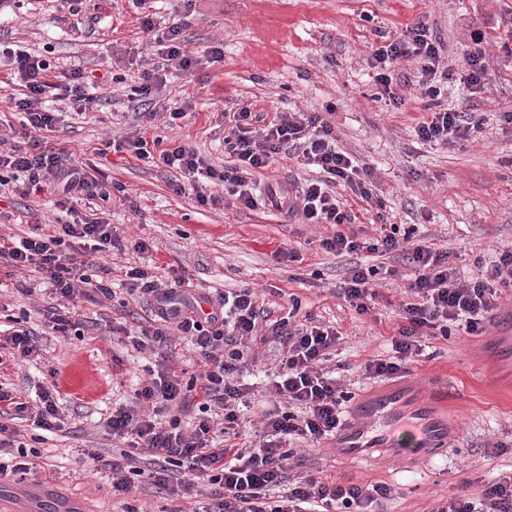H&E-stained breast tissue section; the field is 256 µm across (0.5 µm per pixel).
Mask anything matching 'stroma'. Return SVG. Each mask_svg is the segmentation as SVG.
Here are the masks:
<instances>
[{
  "label": "stroma",
  "mask_w": 512,
  "mask_h": 512,
  "mask_svg": "<svg viewBox=\"0 0 512 512\" xmlns=\"http://www.w3.org/2000/svg\"><path fill=\"white\" fill-rule=\"evenodd\" d=\"M153 10L159 25L185 23L189 51L224 45L223 62L168 72L159 100L189 97L196 111L175 127L155 118L153 132L165 143L196 144L220 165L218 125L232 107L248 103L268 114L329 108L338 147L372 168L388 223L418 225L417 240L453 251L466 278L478 274L480 263H491L497 247L512 243V124L502 118L512 113V0H155ZM422 16L441 43L445 68L460 71L474 50L485 55L483 89L472 92L452 81L446 94L449 105L468 102L483 113L486 123L471 140L417 141L414 128L425 109L414 95L420 78L415 62H403L395 73L393 89L403 106L379 96L368 64L372 49ZM137 17L131 0H85L75 22L51 19L27 2L0 10V41L47 52L54 76L78 62L111 77L100 112L74 118L56 141L76 160L98 165L131 196L132 205L101 206L118 235H139L156 245L144 254L113 252V283H120L130 262L174 264L184 268L193 287L213 296L247 282L264 292L273 310L281 293H295L343 334L336 362L348 391L359 397L391 386V379L368 377L365 364L389 352L393 308L404 296L401 280L378 279L382 303L374 313L357 315L334 294L352 257L318 246L329 226L274 217L263 208L205 209L192 196L174 193L175 171L113 151L99 155L104 141L122 139L135 126L129 95L153 60ZM49 199L46 193L15 199L13 218L0 225V235H22L43 221ZM290 249L298 260H288ZM46 287L37 271L10 276L0 268V303L10 315L28 316L30 325L44 323L39 309ZM83 312L89 321L84 339L50 332L42 340L41 361L0 364V382L22 391L54 384L60 391L66 426L45 434L35 478L44 488L88 503L91 512H124L130 504L163 512L170 500L146 479L124 500L113 497L92 465L78 462L87 446L107 447L97 421L113 405L130 401L133 378L144 368L94 324L100 316L132 327L135 316L117 305L87 304ZM511 328L512 296L506 294L485 335L455 328L448 339L430 340L406 377L420 401L448 424V444L438 454H420L414 428L405 425L397 436L407 456L377 451L370 461L347 462L335 444L326 443L306 450L304 470L339 481L391 484L395 495L385 512H429L463 482L487 483L512 472Z\"/></svg>",
  "instance_id": "1"
}]
</instances>
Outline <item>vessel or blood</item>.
<instances>
[{"label":"vessel or blood","mask_w":512,"mask_h":512,"mask_svg":"<svg viewBox=\"0 0 512 512\" xmlns=\"http://www.w3.org/2000/svg\"><path fill=\"white\" fill-rule=\"evenodd\" d=\"M406 423L419 431L425 451L438 453L444 441L440 429L424 407L397 389L361 399L349 408L336 437L338 451L343 457L357 461L366 460L378 448L402 455L395 433Z\"/></svg>","instance_id":"b4317fda"}]
</instances>
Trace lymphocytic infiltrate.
I'll return each mask as SVG.
<instances>
[{
    "mask_svg": "<svg viewBox=\"0 0 512 512\" xmlns=\"http://www.w3.org/2000/svg\"><path fill=\"white\" fill-rule=\"evenodd\" d=\"M147 2L133 0V5L141 12V30L148 44L157 47L161 65L143 72L133 89L131 98L141 108L144 124L119 143V151L175 170V193L194 196L204 208L237 203L281 211L282 195L272 189L259 197L254 190L257 178L286 158L316 168L318 177L298 186L292 212L304 223L331 226V234L320 241L326 253L364 258L349 268L336 288L337 298L357 314L371 313L377 297L374 278L380 272L374 258L400 250L410 269L408 299L396 312L394 354L368 361L366 371L372 377L411 373L423 351V338L447 336L450 325L470 336L486 333L499 298L512 292V247L498 248L484 276L465 279L450 252L412 244L415 227L383 225L378 235L358 237L351 228L357 216L337 197L336 189L349 188L365 204L375 194L356 160L337 149L328 113L297 110L269 119L252 105L242 104L224 125V152L229 159L219 167L188 143L171 147L160 137L148 136L147 125L157 114H164L172 125L192 109L191 101L182 98L157 103L155 90L164 84L166 70L188 72L223 61L224 46H210L200 56L188 53L181 27L158 29L152 12L145 9ZM0 54L11 64V80L24 89L22 97L0 100V105L21 116L20 135L0 133V196L27 198L52 185L61 194L56 209L68 214L53 228L37 223L30 234L0 242V265L36 267L55 299L47 309V327L81 339L86 318L79 303L112 296V268L105 257L115 249L129 247L142 253L153 245L141 237L123 242L104 218L78 215V205L110 201L124 188L109 182L97 165L77 162L48 141L64 114L45 108L46 97L68 102L80 115L101 107L100 96L89 90L91 78L84 67L70 68L57 82L50 77L51 62L42 55L8 47ZM405 60L419 66L418 90L429 110L415 127L421 143L466 139L481 128L484 118L479 113L443 106V83L454 76L442 69L439 47L424 19L407 25L370 57L376 84L397 106L402 100L391 84ZM124 275L128 296L146 301L148 316L137 329L109 323L106 331L140 354L164 349L172 337L186 338L198 355L199 370L187 376L161 359L137 383L134 406L106 413L101 429L112 445L90 449L88 456L109 471L113 495H129L135 476L144 474L171 497L195 494L192 508L178 507L174 512H367L371 507L380 510L391 500L394 490L386 483L343 482L294 472L302 460L303 444L335 437L342 406L350 399L340 378L327 368L341 334L303 310L300 296L289 295L276 317L247 286L201 299L175 267L169 270L168 285L151 269L130 266ZM267 348L275 352L268 387L277 408L263 411L260 439L255 442L239 410L250 394L242 375L248 355ZM56 395V390L44 388L33 400L0 385V482L35 472L41 452L25 443L22 435L27 429L61 430ZM433 512H512V475L451 496Z\"/></svg>",
    "mask_w": 512,
    "mask_h": 512,
    "instance_id": "obj_1",
    "label": "lymphocytic infiltrate"
}]
</instances>
